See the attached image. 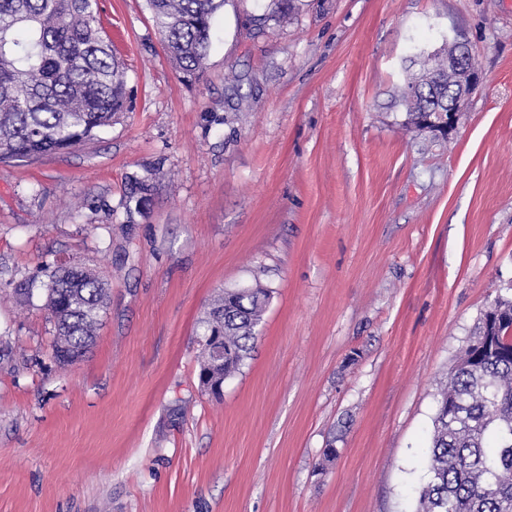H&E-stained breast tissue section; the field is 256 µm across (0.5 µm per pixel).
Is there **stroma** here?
<instances>
[{
    "label": "stroma",
    "instance_id": "obj_1",
    "mask_svg": "<svg viewBox=\"0 0 512 512\" xmlns=\"http://www.w3.org/2000/svg\"><path fill=\"white\" fill-rule=\"evenodd\" d=\"M270 3L226 0L188 80L146 0H99L127 112L0 163V512H412L438 393L512 286V0ZM457 31L480 91L448 139L403 131L407 59ZM53 262L110 289L64 367ZM257 282L254 351L214 398L197 323Z\"/></svg>",
    "mask_w": 512,
    "mask_h": 512
}]
</instances>
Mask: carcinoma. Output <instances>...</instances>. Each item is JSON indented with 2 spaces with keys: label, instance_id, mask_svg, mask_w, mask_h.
<instances>
[{
  "label": "carcinoma",
  "instance_id": "1",
  "mask_svg": "<svg viewBox=\"0 0 512 512\" xmlns=\"http://www.w3.org/2000/svg\"><path fill=\"white\" fill-rule=\"evenodd\" d=\"M225 0H147L170 59L192 78L211 43V21ZM98 0H0V162L76 148L119 120L125 68L100 26ZM428 55L406 74L398 104L409 132L436 136L427 119L447 109L461 74ZM45 306L54 321L55 357L73 363L91 348L109 298L107 283L80 268H43ZM271 290L226 289L200 322L199 336L224 337V377L238 372L258 338ZM512 297L499 294L480 317L440 391L425 480L415 512H512Z\"/></svg>",
  "mask_w": 512,
  "mask_h": 512
}]
</instances>
